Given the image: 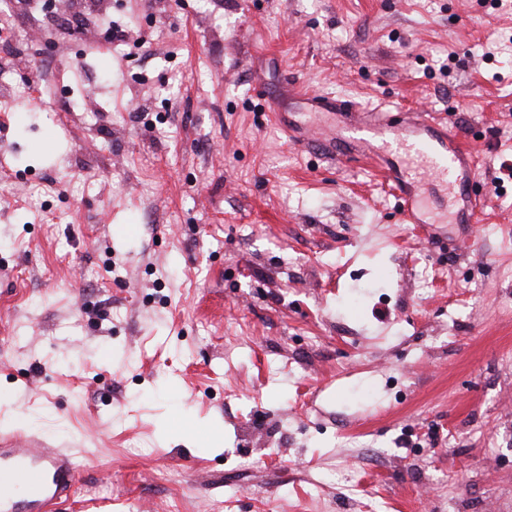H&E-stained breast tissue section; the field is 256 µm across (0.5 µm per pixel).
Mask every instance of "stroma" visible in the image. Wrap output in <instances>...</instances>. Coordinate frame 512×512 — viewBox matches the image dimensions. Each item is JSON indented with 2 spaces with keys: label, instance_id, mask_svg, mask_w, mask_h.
<instances>
[{
  "label": "stroma",
  "instance_id": "35a3bbf8",
  "mask_svg": "<svg viewBox=\"0 0 512 512\" xmlns=\"http://www.w3.org/2000/svg\"><path fill=\"white\" fill-rule=\"evenodd\" d=\"M0 66V432L90 465L58 512H512V7L101 0ZM424 109L481 157L403 223L347 115ZM74 3V10L67 18L61 20V24L69 29L84 27L89 17L99 11V4L96 0H77ZM459 196L462 201L463 209H465L466 212L467 224L471 223L473 220L476 222L482 210V205L480 204L481 197H473V190L469 178L459 182Z\"/></svg>",
  "mask_w": 512,
  "mask_h": 512
}]
</instances>
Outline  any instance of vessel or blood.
Masks as SVG:
<instances>
[{
	"label": "vessel or blood",
	"instance_id": "b4317fda",
	"mask_svg": "<svg viewBox=\"0 0 512 512\" xmlns=\"http://www.w3.org/2000/svg\"><path fill=\"white\" fill-rule=\"evenodd\" d=\"M298 104L308 112H348L350 102L339 98L300 95ZM434 115L425 110L402 113L393 120L388 111H361L347 126V139L362 150H373L376 139H385L401 153L400 162L388 165V175L397 191L398 209L404 223L423 221V202L417 182L405 181L402 164H423L426 171L441 177L475 174L480 158L446 131L436 130ZM459 183V196L468 220L482 210L468 180ZM80 474L74 454L52 448L37 438L0 434V512H56L60 501L69 499Z\"/></svg>",
	"mask_w": 512,
	"mask_h": 512
}]
</instances>
